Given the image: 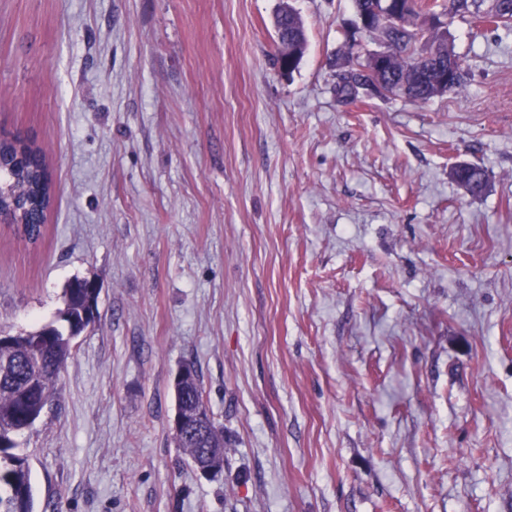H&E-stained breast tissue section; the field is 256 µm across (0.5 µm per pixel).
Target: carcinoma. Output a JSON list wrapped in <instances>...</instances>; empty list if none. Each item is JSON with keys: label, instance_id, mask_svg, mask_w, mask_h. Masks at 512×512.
Listing matches in <instances>:
<instances>
[{"label": "carcinoma", "instance_id": "cac0c4a2", "mask_svg": "<svg viewBox=\"0 0 512 512\" xmlns=\"http://www.w3.org/2000/svg\"><path fill=\"white\" fill-rule=\"evenodd\" d=\"M442 7L450 18L470 19L488 28L512 29V0H354L355 12L372 13L384 21L366 33L392 44L395 50L386 60L383 77L392 96L414 101H427L435 96V72L418 71L416 56L429 52L445 59L453 67L448 90H461L468 84V72L463 59L454 51L436 26L419 25L418 10ZM277 41L288 42L289 60L276 58L284 73H291L306 45L305 28L299 13L290 8L288 14H276ZM26 149L33 161L20 166L14 163L16 148L0 145V208L4 211L21 209L42 190L37 205L25 212L29 221L17 225L25 240L38 241L43 225L33 223L51 203L50 175L40 149L28 144ZM451 178L466 193L482 194L486 188V171L473 163H462L450 171ZM94 300L85 280H71L64 291V307L58 323H50L27 335H12L0 341V512H34V498L28 456L19 450L15 432L38 418L45 407L60 399L58 374L72 353L75 339L88 325ZM187 374L174 384L177 408L196 413L208 424V431L173 434L177 447L198 469H223L224 429L217 426L205 401L198 369L184 365Z\"/></svg>", "mask_w": 512, "mask_h": 512}]
</instances>
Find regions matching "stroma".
<instances>
[{
  "mask_svg": "<svg viewBox=\"0 0 512 512\" xmlns=\"http://www.w3.org/2000/svg\"><path fill=\"white\" fill-rule=\"evenodd\" d=\"M281 2L0 0V130L53 194L37 244L0 223V328L100 289L19 439L35 512H512V30L444 20L463 91L350 100L353 0H289V74ZM188 362L217 481L173 439ZM275 32L278 42L288 41V46L291 48L289 53V61L280 58L278 48V55L276 61L283 73H291L295 68L299 58L301 57L306 45L305 28L299 13L294 7H290L288 15H281V8L278 10L275 17ZM451 178L466 193L472 196L482 194L486 188V171L473 163L455 165L450 171Z\"/></svg>",
  "mask_w": 512,
  "mask_h": 512,
  "instance_id": "stroma-1",
  "label": "stroma"
}]
</instances>
